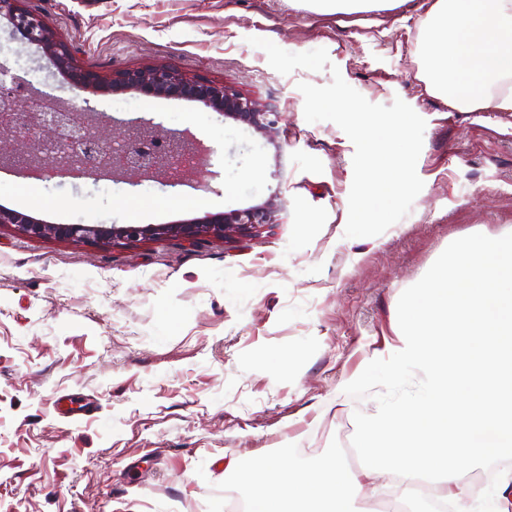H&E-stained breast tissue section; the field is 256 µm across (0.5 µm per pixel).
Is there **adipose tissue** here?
Segmentation results:
<instances>
[{
  "label": "adipose tissue",
  "mask_w": 512,
  "mask_h": 512,
  "mask_svg": "<svg viewBox=\"0 0 512 512\" xmlns=\"http://www.w3.org/2000/svg\"><path fill=\"white\" fill-rule=\"evenodd\" d=\"M417 76L459 110L512 112V0H433Z\"/></svg>",
  "instance_id": "obj_1"
}]
</instances>
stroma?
<instances>
[{"mask_svg": "<svg viewBox=\"0 0 512 512\" xmlns=\"http://www.w3.org/2000/svg\"><path fill=\"white\" fill-rule=\"evenodd\" d=\"M433 0L320 15L296 0H22L83 67L170 66L225 82L282 114V161L259 133L194 101L91 94L104 137L152 120L191 129L214 153L168 186L137 176L34 187L0 163V206L49 224H177L280 191L279 224L227 241L176 237L91 244L0 224V512H224L229 461L293 443L350 444L374 398L342 394L394 335L397 303L454 240L512 226V112L454 109L417 77ZM76 100L35 46L0 38ZM260 37L326 49L369 102L400 99L426 122L410 212L374 237H345L355 147L307 122L299 83L330 69L273 70ZM37 196L40 206L26 205ZM80 393L99 412L69 420Z\"/></svg>", "mask_w": 512, "mask_h": 512, "instance_id": "35a3bbf8", "label": "stroma"}]
</instances>
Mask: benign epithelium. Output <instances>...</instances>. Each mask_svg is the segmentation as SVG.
Returning a JSON list of instances; mask_svg holds the SVG:
<instances>
[{"label": "benign epithelium", "mask_w": 512, "mask_h": 512, "mask_svg": "<svg viewBox=\"0 0 512 512\" xmlns=\"http://www.w3.org/2000/svg\"><path fill=\"white\" fill-rule=\"evenodd\" d=\"M0 19L10 24L14 34L48 56L70 85L79 91L122 93L134 90L146 97L196 100L223 115L224 119L245 125L267 138L274 146L275 153L282 151L274 136L281 120L280 112L270 103L243 95L231 84L188 78L177 69L167 66L121 68L102 74L79 65L71 47L58 40L38 14L23 8L20 0H0ZM0 113L9 116V120L0 123V136L15 141L24 139V149L8 155V159L29 177L45 179L50 176H73L67 156H49L42 152L39 142L26 139L34 130L50 129L55 135L72 143L80 141L84 143L87 154L102 151L106 146L102 140L81 141L76 137V133L95 126L91 113L46 112L39 104H31L20 112L11 100V91L4 85L0 87ZM150 134L152 131L146 127L124 129L119 139L124 144V152L122 163L117 169L103 171L87 164L82 173L83 178L97 182L104 176L116 180L126 174L161 177L163 158L152 156L142 148V143L150 138ZM167 145L171 155L198 150L197 144L186 132L168 135ZM280 201L281 196L274 193L252 206L209 214L186 224H124L109 228L101 224H42L25 213L0 207V224H19L35 237L53 235L93 242H133L175 233L193 243L211 234L228 240L251 236L271 227L279 223Z\"/></svg>", "instance_id": "obj_1"}]
</instances>
